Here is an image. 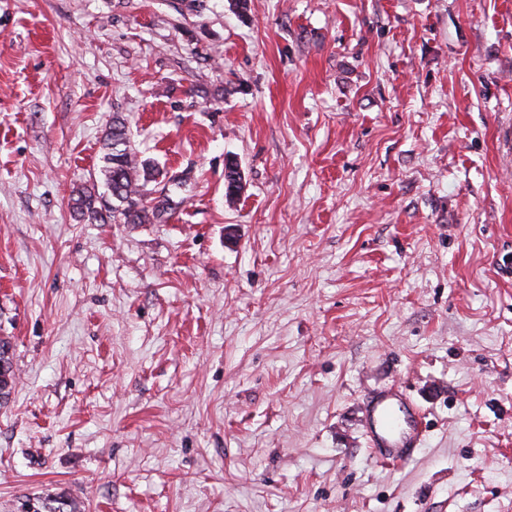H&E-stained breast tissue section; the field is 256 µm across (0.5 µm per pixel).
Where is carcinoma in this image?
Instances as JSON below:
<instances>
[{"label":"carcinoma","instance_id":"1","mask_svg":"<svg viewBox=\"0 0 512 512\" xmlns=\"http://www.w3.org/2000/svg\"><path fill=\"white\" fill-rule=\"evenodd\" d=\"M103 174L112 197V216L125 224H150L159 216L145 201L146 186L155 180L152 168L138 160L131 144L126 122L122 116H112L103 143ZM241 174L238 163L228 160L224 172L225 197L232 201L241 189ZM98 196L87 191L73 199L72 208L92 219H98L96 207ZM16 373L12 357L11 342L0 337V399L7 398L15 384ZM45 512H79L77 504L70 500L46 496L41 502Z\"/></svg>","mask_w":512,"mask_h":512}]
</instances>
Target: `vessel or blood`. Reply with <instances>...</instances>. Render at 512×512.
<instances>
[{"instance_id":"vessel-or-blood-1","label":"vessel or blood","mask_w":512,"mask_h":512,"mask_svg":"<svg viewBox=\"0 0 512 512\" xmlns=\"http://www.w3.org/2000/svg\"><path fill=\"white\" fill-rule=\"evenodd\" d=\"M364 415L370 428V447L375 458L404 463L420 447L425 423L401 391L384 389L365 397Z\"/></svg>"}]
</instances>
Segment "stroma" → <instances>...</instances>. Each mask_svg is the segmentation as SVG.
Listing matches in <instances>:
<instances>
[{"label": "stroma", "mask_w": 512, "mask_h": 512, "mask_svg": "<svg viewBox=\"0 0 512 512\" xmlns=\"http://www.w3.org/2000/svg\"><path fill=\"white\" fill-rule=\"evenodd\" d=\"M232 2L0 0V512H512V0ZM103 149L102 171L112 197V217H119L125 224H151L160 210L156 206L154 211L144 198L149 191L146 186L155 181V175L146 161L138 160L126 122L119 114L112 116ZM12 345L8 338L0 337V399L1 401L11 393L16 380V373L12 357ZM363 405L374 457L392 464L411 458L423 441L425 423L404 394L392 388L373 391Z\"/></svg>", "instance_id": "35a3bbf8"}]
</instances>
